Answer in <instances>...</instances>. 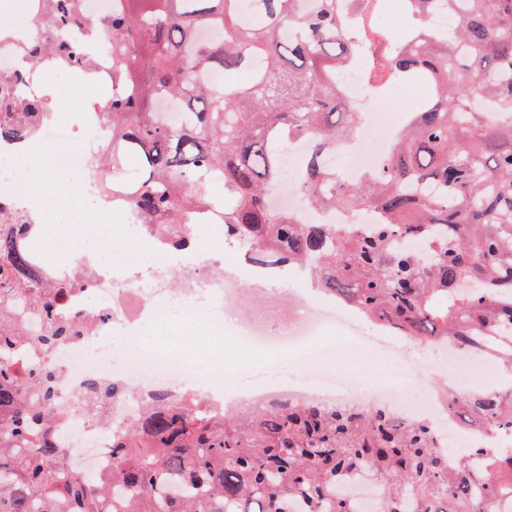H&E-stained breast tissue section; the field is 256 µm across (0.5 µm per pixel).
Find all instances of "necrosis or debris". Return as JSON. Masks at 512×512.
<instances>
[{
	"label": "necrosis or debris",
	"instance_id": "necrosis-or-debris-1",
	"mask_svg": "<svg viewBox=\"0 0 512 512\" xmlns=\"http://www.w3.org/2000/svg\"><path fill=\"white\" fill-rule=\"evenodd\" d=\"M406 9L407 0H371L370 10L355 15L349 27L352 40L364 48L363 61L340 74L338 87L342 96L358 109L360 122L354 137L327 150L323 160L329 166L349 161L348 173L353 177L376 168L401 131L400 126L387 125L376 104L380 96L399 89L400 84L389 72L377 71L371 59L375 49L387 51L403 46ZM110 112L109 101L103 99L95 111L86 113L81 123L72 124L55 117L39 124L31 140L1 142L0 207L9 211L20 208L26 191L21 171L29 164L25 152L35 143L67 150V159L72 164L69 181L73 206L84 207L92 201L99 205L101 214H117L125 223H132L134 215L128 204L105 193L93 172V158L104 134L112 130ZM310 152L311 145L307 142L290 144L285 150L282 164L291 175L271 189L272 205L291 211L304 224H331L354 235L367 232L378 221L376 210L312 207L301 197L297 190L298 175ZM208 231L212 237L223 239V246L180 264L168 261L167 250L154 237L141 234L140 260L122 271L112 270L98 260L101 253L112 249V239L108 236H97L87 247L86 257L73 263L55 259L53 242L27 240V249L42 276L28 288L10 292L7 297L13 321L31 339L30 344L21 346L13 366L26 378L44 370L53 374L56 406L49 429L64 451L69 471L111 476L112 442L123 436L127 420L140 413L153 394L179 393L201 375L203 368L194 360L164 355L149 360L141 347L128 346L125 339L165 318L199 319L214 335H223L239 297L236 276L225 271L224 257L235 252L237 245L226 238L223 224L209 225ZM74 279L82 280V287L58 301L55 313L58 319L78 321L77 333L47 347L38 344L46 318L40 308L32 305V296L48 295L49 285ZM328 304L324 310L304 303L302 318L291 325L272 326L245 319L238 322L237 333L248 343L292 348L320 335L329 323L346 321L345 302L332 298ZM438 348L448 357V376L456 386L457 397H472L466 378L474 374L490 381L497 393L512 395V380L495 372L483 347L465 350L442 340ZM248 375L253 385L243 397L250 403L271 398L280 401L312 398L359 409L382 407L402 422L428 423L436 447L460 443L474 449L473 461L479 465L486 462L483 449L512 446L511 429L489 431L465 424L461 413L444 394L430 391L420 402H401L400 393L423 379L417 364L404 357L374 378L333 377L318 365L317 352L311 349L296 363L294 376L288 383L266 382L262 372L253 369ZM91 379L117 389L103 421L87 414L83 407L85 384ZM328 495L346 500L351 512H381L385 491L369 472L362 471L337 481Z\"/></svg>",
	"mask_w": 512,
	"mask_h": 512
}]
</instances>
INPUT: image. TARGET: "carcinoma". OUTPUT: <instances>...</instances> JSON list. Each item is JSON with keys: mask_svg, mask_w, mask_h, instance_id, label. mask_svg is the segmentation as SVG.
<instances>
[{"mask_svg": "<svg viewBox=\"0 0 512 512\" xmlns=\"http://www.w3.org/2000/svg\"><path fill=\"white\" fill-rule=\"evenodd\" d=\"M126 0L86 19L80 0H45L37 27L53 37L28 55V72L51 55L56 63L93 71L90 41L112 52V140L102 144L95 173L112 196L124 197L145 233L172 250L191 245L189 224L223 217L244 259L273 262L286 273L315 258V286L346 299L402 336L436 334L469 347H498L512 371V0H411L412 44L388 54L396 80L424 82L431 98L408 115L391 153L374 170L344 177L319 161L358 121L336 76L359 59L348 36L349 13L366 0ZM458 10L452 36L429 28L437 3ZM220 26L222 38L202 37ZM85 32L80 44L74 30ZM248 71L239 83L233 76ZM222 77L215 87L197 73ZM181 105L190 121L168 127L153 112L159 98ZM486 100L489 111L473 106ZM50 103L20 92L0 97V139L29 135ZM496 113L497 118L490 117ZM312 141L300 188L314 206L373 207L381 222L353 238L330 224H298L268 203L281 180V153ZM223 190L219 200L202 192ZM34 220L0 210V288L22 289L29 273L24 241ZM398 237L420 246L395 247ZM78 326L56 324L40 337L50 345ZM22 330L0 328V512H104L110 493L126 496L112 512H316L336 479L368 470L385 488V512H420L458 496L483 512L498 493V470L512 453L479 449L490 464L434 446L430 427L389 413L344 404L285 402L228 415L203 408L190 394L158 393L112 443V482L65 470L47 429L55 408L52 376L37 375L38 396L21 404L25 379L11 365ZM116 389L91 382L95 410ZM468 412L491 428H512V400L479 394Z\"/></svg>", "mask_w": 512, "mask_h": 512, "instance_id": "cac0c4a2", "label": "carcinoma"}]
</instances>
